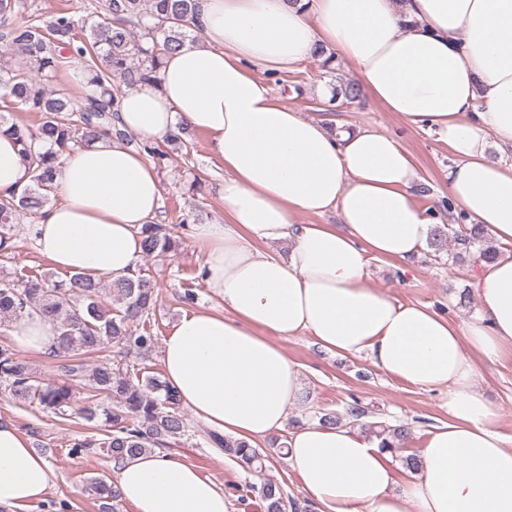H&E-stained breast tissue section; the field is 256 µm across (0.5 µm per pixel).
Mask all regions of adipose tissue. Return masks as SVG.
<instances>
[{"instance_id": "ef3b65f1", "label": "adipose tissue", "mask_w": 512, "mask_h": 512, "mask_svg": "<svg viewBox=\"0 0 512 512\" xmlns=\"http://www.w3.org/2000/svg\"><path fill=\"white\" fill-rule=\"evenodd\" d=\"M193 25L201 42L167 56L158 83L125 90L115 117L144 141L181 126L205 133L226 173L223 220L194 227L224 311L172 325L166 381L211 428L252 442L284 429L301 394L299 367L275 337L308 334L388 377L442 389L448 413L404 479L379 440L316 421L290 431L285 459L317 512H512V448L472 358L512 347V162L490 156L512 149V0H197ZM319 49L385 111L448 145L447 217L417 204V170L398 138L336 129L275 98L269 75ZM28 182L19 145L0 133V195ZM56 185L58 202L31 227L38 252L61 271L130 275L138 230L161 207L153 162L106 137L67 153ZM330 213L336 223H322ZM443 220L485 225L506 246L478 264L470 289L481 315L465 328L370 282V260H411ZM277 243L284 253H270ZM10 336L24 352L54 345L37 316ZM54 479L0 419V512L44 499ZM116 485L134 512H228L223 491L176 451L120 462Z\"/></svg>"}]
</instances>
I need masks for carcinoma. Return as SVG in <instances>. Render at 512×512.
Here are the masks:
<instances>
[{
	"instance_id": "1",
	"label": "carcinoma",
	"mask_w": 512,
	"mask_h": 512,
	"mask_svg": "<svg viewBox=\"0 0 512 512\" xmlns=\"http://www.w3.org/2000/svg\"><path fill=\"white\" fill-rule=\"evenodd\" d=\"M27 10L26 0H0V42L14 48L25 60V68L14 70L0 62V88L15 109L38 112L41 122L32 130L9 121L0 113V131L9 132L21 146L23 161L31 170L30 183L17 194L0 198V252L16 249L13 228L24 213L39 221L54 192V181L65 154L73 147L89 144L102 136L128 141L127 133L112 123L124 89L156 77L165 56L189 40L186 22L193 18L196 0H100L98 19L78 26L67 12L47 22L32 11L22 25L10 24L13 14ZM79 64L86 74L83 104L75 106L65 92L48 90L59 73ZM361 96L353 81L336 86L334 97L354 102ZM174 135L138 147L162 160L168 149L181 145ZM142 253L152 256L175 250L176 240L167 225L152 222L140 227ZM491 261L498 255L485 228L463 224L458 231L449 224L436 226L430 247L439 253L448 249ZM158 290L153 280L135 273L104 281L88 274H72L53 281L44 274L0 278V319L17 320L36 314L56 329L53 355L63 359L58 378L39 379L27 361L14 350L0 346V386L20 404H37L56 418L69 416L75 403V387L86 390L89 405L84 419L101 421L107 427L98 447L116 463L155 448L164 447L189 431L181 399L161 376L143 374L141 360L152 353L158 337L143 326L155 309ZM99 353L102 360L89 369L75 353ZM105 395L112 405L94 403ZM368 411L356 399L342 413H324L319 422L327 427L345 421L361 428ZM216 447L234 458L244 469L262 467L258 449L244 441L200 429ZM380 446L399 447L411 434L405 424L379 426L374 430ZM90 490L102 501L118 498L105 478H96ZM266 512H308L275 483L258 489Z\"/></svg>"
}]
</instances>
